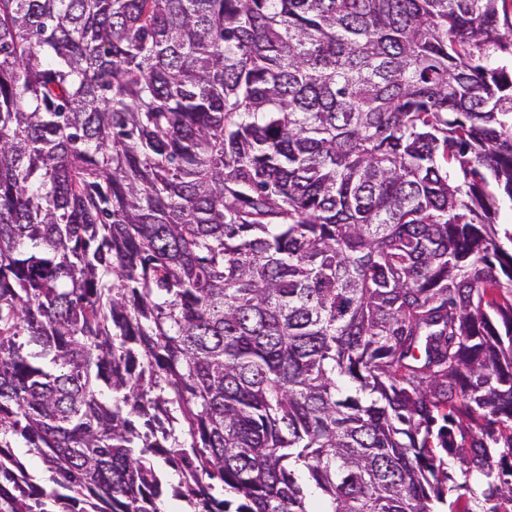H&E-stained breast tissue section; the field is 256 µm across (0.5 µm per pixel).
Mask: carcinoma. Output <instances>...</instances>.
Segmentation results:
<instances>
[{
    "label": "carcinoma",
    "instance_id": "obj_1",
    "mask_svg": "<svg viewBox=\"0 0 512 512\" xmlns=\"http://www.w3.org/2000/svg\"><path fill=\"white\" fill-rule=\"evenodd\" d=\"M511 8L0 0V512H512Z\"/></svg>",
    "mask_w": 512,
    "mask_h": 512
}]
</instances>
